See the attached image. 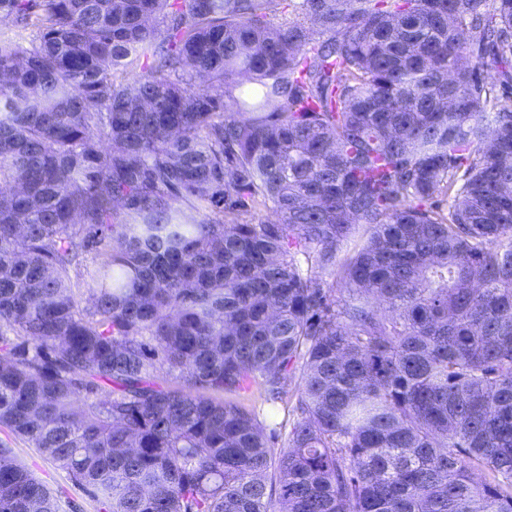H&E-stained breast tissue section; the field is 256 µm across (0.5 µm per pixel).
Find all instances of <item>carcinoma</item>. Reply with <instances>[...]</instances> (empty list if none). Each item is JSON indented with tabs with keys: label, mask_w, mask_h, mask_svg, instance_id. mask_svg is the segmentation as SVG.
<instances>
[{
	"label": "carcinoma",
	"mask_w": 512,
	"mask_h": 512,
	"mask_svg": "<svg viewBox=\"0 0 512 512\" xmlns=\"http://www.w3.org/2000/svg\"><path fill=\"white\" fill-rule=\"evenodd\" d=\"M287 2L0 0V428L107 512H512V0ZM101 261V256L96 251H90L81 255L78 265L70 272L74 282H77L80 293H86V289L92 285L91 274Z\"/></svg>",
	"instance_id": "1"
}]
</instances>
